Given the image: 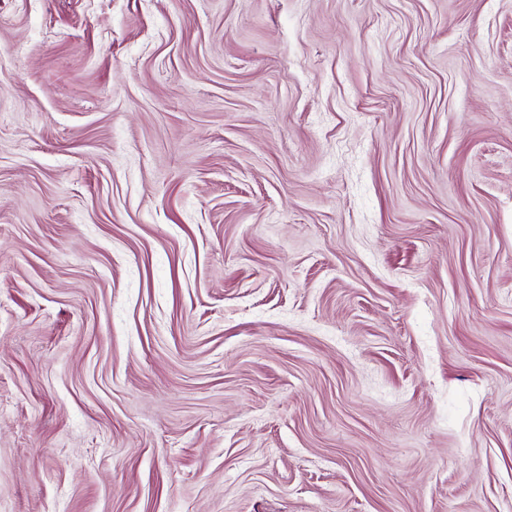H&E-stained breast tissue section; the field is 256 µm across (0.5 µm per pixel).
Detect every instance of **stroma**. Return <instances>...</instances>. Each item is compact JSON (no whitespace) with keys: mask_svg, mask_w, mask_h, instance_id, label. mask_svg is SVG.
Returning a JSON list of instances; mask_svg holds the SVG:
<instances>
[{"mask_svg":"<svg viewBox=\"0 0 512 512\" xmlns=\"http://www.w3.org/2000/svg\"><path fill=\"white\" fill-rule=\"evenodd\" d=\"M0 512H512V0H0Z\"/></svg>","mask_w":512,"mask_h":512,"instance_id":"1","label":"stroma"}]
</instances>
